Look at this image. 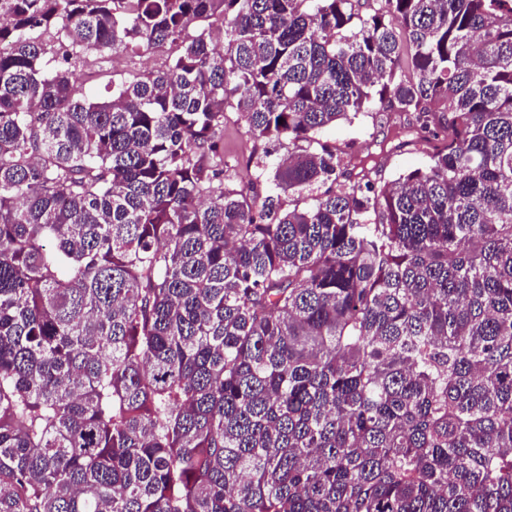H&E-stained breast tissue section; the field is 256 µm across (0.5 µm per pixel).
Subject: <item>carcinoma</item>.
Instances as JSON below:
<instances>
[{
  "instance_id": "cac0c4a2",
  "label": "carcinoma",
  "mask_w": 512,
  "mask_h": 512,
  "mask_svg": "<svg viewBox=\"0 0 512 512\" xmlns=\"http://www.w3.org/2000/svg\"><path fill=\"white\" fill-rule=\"evenodd\" d=\"M359 2L0 0V512H512V0ZM174 55V47L165 44L141 50L137 55H105L94 53L78 59L71 70L83 95L105 99L112 94V85L130 75L163 66ZM224 141V160L236 164L239 179L247 181L254 177L255 163L263 155V144H255L245 133L242 122L234 112H226L224 129L220 131ZM255 152V153H254ZM253 155L251 162L250 157ZM373 112L360 113L348 121H340L316 135L320 143L330 145L353 144L358 150H363L372 145L374 138L381 140L383 137L378 118ZM426 157L415 150L407 149L402 152L384 155L380 159L383 166L384 180L391 182L402 173L418 167H424Z\"/></svg>"
}]
</instances>
